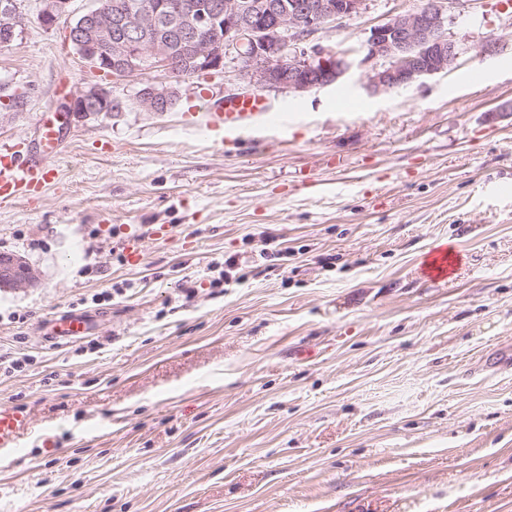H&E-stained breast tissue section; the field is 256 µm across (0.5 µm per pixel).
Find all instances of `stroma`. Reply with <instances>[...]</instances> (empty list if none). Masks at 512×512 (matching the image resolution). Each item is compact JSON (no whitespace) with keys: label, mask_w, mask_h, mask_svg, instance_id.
<instances>
[{"label":"stroma","mask_w":512,"mask_h":512,"mask_svg":"<svg viewBox=\"0 0 512 512\" xmlns=\"http://www.w3.org/2000/svg\"><path fill=\"white\" fill-rule=\"evenodd\" d=\"M421 3L367 0L311 36L350 71L265 92L287 136L234 140L205 114L237 61L148 112L166 71L104 79L66 40L97 0L51 28L22 0L0 142L38 152L43 118L100 80L124 108L76 121L50 185L0 204V252L39 273L0 289V355L26 360L0 373L26 418L0 512H512V0L456 12L455 70L369 93L371 29ZM230 257L247 280L211 287ZM70 313L92 333L53 338Z\"/></svg>","instance_id":"stroma-1"}]
</instances>
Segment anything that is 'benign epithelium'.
Returning <instances> with one entry per match:
<instances>
[{
    "label": "benign epithelium",
    "instance_id": "obj_1",
    "mask_svg": "<svg viewBox=\"0 0 512 512\" xmlns=\"http://www.w3.org/2000/svg\"><path fill=\"white\" fill-rule=\"evenodd\" d=\"M366 0H306L287 6L282 0H186L175 13V27L158 32L160 15L152 5L109 13L101 8L82 15L68 37L83 59L109 77L140 72L151 63L166 70L169 83L145 84L139 101L149 112H166L179 97L176 51L191 47L204 33L202 49L186 58L187 71L220 74L230 56L240 61L237 75L246 88L304 94L337 82L350 69L342 54L299 43L344 18L359 15ZM457 0H423L420 8L391 16L371 29L366 59L380 62L368 76L373 93L407 88L423 79L457 68L466 52L450 31ZM70 0H43L40 22L50 28L66 15ZM0 28L10 37L22 35L25 17L14 0L0 3ZM120 111L110 91L99 83L86 86L70 101L79 118ZM36 270L21 256L0 252V288L22 290L37 283Z\"/></svg>",
    "mask_w": 512,
    "mask_h": 512
}]
</instances>
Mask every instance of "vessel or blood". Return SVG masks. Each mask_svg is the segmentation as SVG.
I'll use <instances>...</instances> for the list:
<instances>
[{
  "mask_svg": "<svg viewBox=\"0 0 512 512\" xmlns=\"http://www.w3.org/2000/svg\"><path fill=\"white\" fill-rule=\"evenodd\" d=\"M68 114L58 123L42 125L45 144L38 156H31L16 145L0 144V199L39 193L55 176V161L62 152ZM208 125L223 128L226 134L241 139L266 130L287 131L288 115L271 111L258 94L224 102L207 115ZM22 415L12 407L0 405V457H13L19 447Z\"/></svg>",
  "mask_w": 512,
  "mask_h": 512,
  "instance_id": "vessel-or-blood-1",
  "label": "vessel or blood"
}]
</instances>
